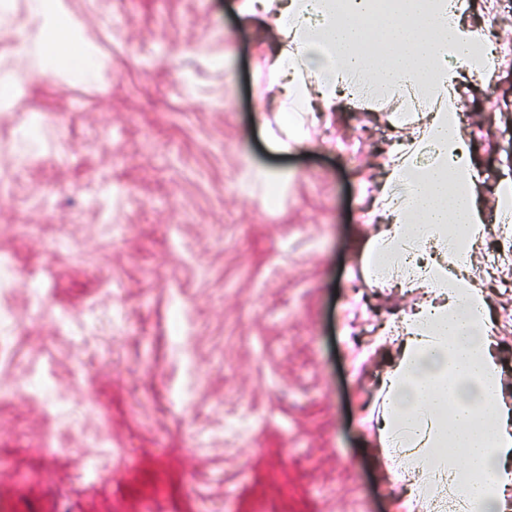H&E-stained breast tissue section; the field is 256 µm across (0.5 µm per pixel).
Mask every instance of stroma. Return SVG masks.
Masks as SVG:
<instances>
[{"instance_id": "obj_1", "label": "stroma", "mask_w": 512, "mask_h": 512, "mask_svg": "<svg viewBox=\"0 0 512 512\" xmlns=\"http://www.w3.org/2000/svg\"><path fill=\"white\" fill-rule=\"evenodd\" d=\"M471 2L512 37V0ZM236 5L60 0L97 61L76 79L21 52L39 24L0 0V80L25 77L0 107V512H398L363 420L382 328L426 294L369 287L359 248L400 134L346 98L279 152L257 122L274 26ZM460 99L493 226L512 55ZM488 252L473 273L512 389V265Z\"/></svg>"}]
</instances>
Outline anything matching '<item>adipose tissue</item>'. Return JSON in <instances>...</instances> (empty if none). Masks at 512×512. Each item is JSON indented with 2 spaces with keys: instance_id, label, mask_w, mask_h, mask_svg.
Wrapping results in <instances>:
<instances>
[{
  "instance_id": "adipose-tissue-1",
  "label": "adipose tissue",
  "mask_w": 512,
  "mask_h": 512,
  "mask_svg": "<svg viewBox=\"0 0 512 512\" xmlns=\"http://www.w3.org/2000/svg\"><path fill=\"white\" fill-rule=\"evenodd\" d=\"M467 0H241L244 20L273 16L265 62L279 112H332L343 97L394 99L409 128L377 200L383 225L361 253L369 285L424 288L429 302L384 329L395 354L378 383L377 436L400 512H512V403L491 334L489 290L471 274L488 227L478 176L449 101L497 58L466 22ZM47 24L46 62L76 60L58 0H31Z\"/></svg>"
}]
</instances>
